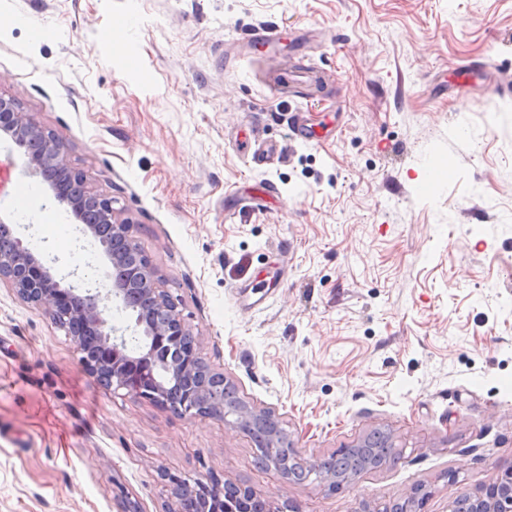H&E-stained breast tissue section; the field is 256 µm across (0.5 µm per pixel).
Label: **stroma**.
I'll list each match as a JSON object with an SVG mask.
<instances>
[{"instance_id":"obj_1","label":"stroma","mask_w":512,"mask_h":512,"mask_svg":"<svg viewBox=\"0 0 512 512\" xmlns=\"http://www.w3.org/2000/svg\"><path fill=\"white\" fill-rule=\"evenodd\" d=\"M0 95L113 197L201 355L299 456H402L333 493L249 436L103 385L0 281V512H163L171 477L375 512L512 469V0H0ZM307 127L312 140L296 137ZM0 215L62 287L111 264L46 185ZM87 256L74 264L75 255ZM286 437L282 434L278 437H274L269 444L267 445V448H264V452L266 456L269 458V460L275 464L277 471L280 473L283 479H286L287 481L294 479V481L298 483H302L306 480H308L311 475L315 476V479L317 476H319V473L313 468L307 467L301 463V459L297 457V455L293 452V450H290V472L292 474L289 476L286 472L283 471V469L278 464L279 459V449L283 442H285ZM425 493V488L422 486H415L400 500L392 504L385 505L383 509H378L375 512H417L420 511L422 505V497Z\"/></svg>"}]
</instances>
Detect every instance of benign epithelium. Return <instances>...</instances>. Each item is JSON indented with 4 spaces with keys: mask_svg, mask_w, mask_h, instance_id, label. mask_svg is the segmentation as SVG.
<instances>
[{
    "mask_svg": "<svg viewBox=\"0 0 512 512\" xmlns=\"http://www.w3.org/2000/svg\"><path fill=\"white\" fill-rule=\"evenodd\" d=\"M0 137L7 138L11 150L25 158V173L37 176L45 166L55 165L71 174L77 182L74 193L52 184L49 190L76 223L85 226V232L103 242L112 261V280L106 292L86 288L77 294L73 287H62L0 217V238L7 241V246L0 248V280L9 282L22 299L43 309L53 321L68 325L81 362L105 386L124 389L130 396L148 399L179 415L224 418L230 384L222 376L214 377L210 386L201 378L206 362L199 338L185 323L162 278L133 239L130 222L113 207L114 200L89 189L83 175L67 163L64 143L34 123L14 99L2 95ZM132 292L142 294L157 308L154 315H136L135 327L142 328L144 339L137 356L126 352L124 336L105 317L110 302L128 309ZM236 415L237 419L228 425L247 434L261 411L242 404ZM319 483L324 490L334 492L354 481L330 472L320 477ZM424 493V487L415 486L381 512H419ZM189 498L200 502V512H280L270 497L251 489L185 480L178 481L174 501L163 512H186ZM448 512H512V470L460 501L456 493L448 494Z\"/></svg>",
    "mask_w": 512,
    "mask_h": 512,
    "instance_id": "benign-epithelium-1",
    "label": "benign epithelium"
}]
</instances>
